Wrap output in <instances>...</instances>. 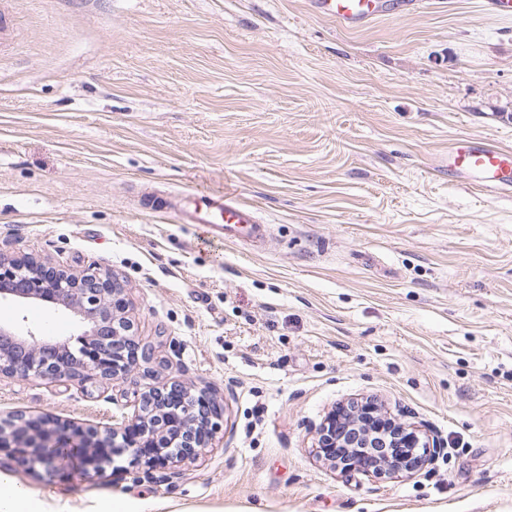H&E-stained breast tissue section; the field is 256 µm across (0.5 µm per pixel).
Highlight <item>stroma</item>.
Returning <instances> with one entry per match:
<instances>
[{
	"label": "stroma",
	"mask_w": 512,
	"mask_h": 512,
	"mask_svg": "<svg viewBox=\"0 0 512 512\" xmlns=\"http://www.w3.org/2000/svg\"><path fill=\"white\" fill-rule=\"evenodd\" d=\"M309 0H0V259L121 282L152 350L115 379L0 375V416L94 427L176 382L223 405L196 460L103 477L0 451L44 512H512V193L449 181L465 135L512 147V18L420 0L344 29ZM232 191L264 245L149 196ZM0 323L77 333L0 304ZM373 397L444 448L393 479L316 459Z\"/></svg>",
	"instance_id": "35a3bbf8"
}]
</instances>
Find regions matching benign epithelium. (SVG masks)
I'll return each instance as SVG.
<instances>
[{
	"label": "benign epithelium",
	"instance_id": "1",
	"mask_svg": "<svg viewBox=\"0 0 512 512\" xmlns=\"http://www.w3.org/2000/svg\"><path fill=\"white\" fill-rule=\"evenodd\" d=\"M39 305L70 312L90 329L75 335L82 343L77 356H66L68 340L36 337L0 324V374L51 381H84L92 376L115 378L127 372L146 351L125 316L123 289L110 275L92 269L69 273L25 259L0 261V302ZM140 413L104 431L51 422L14 412L0 417V447L12 448L27 463L54 471L66 450L81 471L100 476L114 456L129 450L147 470L194 459L221 428V407L212 395L191 393L173 383L144 393ZM442 448L414 424L401 422L371 398L332 409L317 427V458L343 472L389 479L422 470Z\"/></svg>",
	"mask_w": 512,
	"mask_h": 512
}]
</instances>
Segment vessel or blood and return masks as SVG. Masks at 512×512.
Masks as SVG:
<instances>
[{
	"mask_svg": "<svg viewBox=\"0 0 512 512\" xmlns=\"http://www.w3.org/2000/svg\"><path fill=\"white\" fill-rule=\"evenodd\" d=\"M312 11L347 29L364 26L391 11L388 0H310ZM448 179L487 193L512 192V148L489 146L474 138L454 140L448 146ZM163 212L185 224L206 225L213 234L234 241H260L267 226L251 207L238 203L233 193H185L165 201Z\"/></svg>",
	"mask_w": 512,
	"mask_h": 512,
	"instance_id": "1",
	"label": "vessel or blood"
}]
</instances>
